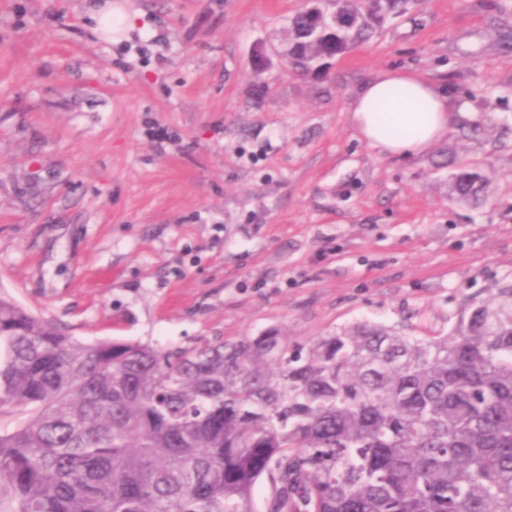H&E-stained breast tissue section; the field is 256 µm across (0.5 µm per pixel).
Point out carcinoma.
<instances>
[{
    "instance_id": "obj_1",
    "label": "carcinoma",
    "mask_w": 512,
    "mask_h": 512,
    "mask_svg": "<svg viewBox=\"0 0 512 512\" xmlns=\"http://www.w3.org/2000/svg\"><path fill=\"white\" fill-rule=\"evenodd\" d=\"M412 0H336L362 21L309 35L319 77ZM489 179L462 165L451 194ZM0 486L10 512H512V280L452 328L369 321L290 347L276 328L162 351L85 341L0 292Z\"/></svg>"
}]
</instances>
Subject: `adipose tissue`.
I'll list each match as a JSON object with an SVG mask.
<instances>
[{"instance_id":"obj_1","label":"adipose tissue","mask_w":512,"mask_h":512,"mask_svg":"<svg viewBox=\"0 0 512 512\" xmlns=\"http://www.w3.org/2000/svg\"><path fill=\"white\" fill-rule=\"evenodd\" d=\"M385 101L395 106L393 120H385L376 110ZM454 109V100L436 84L390 70L362 85L351 112L369 145L391 157H408L422 154L445 136Z\"/></svg>"}]
</instances>
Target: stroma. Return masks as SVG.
<instances>
[{"mask_svg":"<svg viewBox=\"0 0 512 512\" xmlns=\"http://www.w3.org/2000/svg\"><path fill=\"white\" fill-rule=\"evenodd\" d=\"M0 0V291L83 340L160 349L356 321L448 331L512 279V0H415L321 79L278 57L302 0ZM269 64L253 72L255 48ZM396 69L445 136L390 158L351 121ZM490 179L453 200L442 151Z\"/></svg>","mask_w":512,"mask_h":512,"instance_id":"1","label":"stroma"}]
</instances>
